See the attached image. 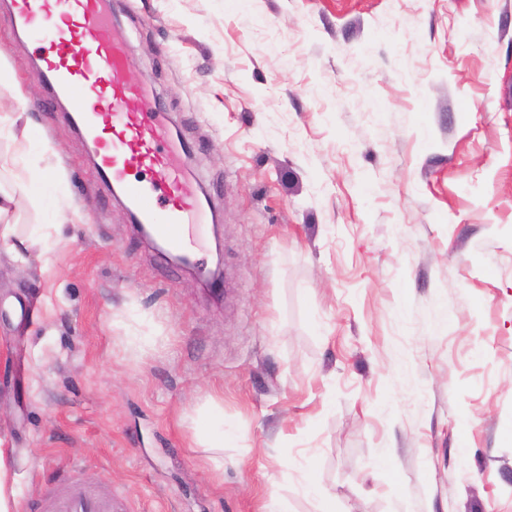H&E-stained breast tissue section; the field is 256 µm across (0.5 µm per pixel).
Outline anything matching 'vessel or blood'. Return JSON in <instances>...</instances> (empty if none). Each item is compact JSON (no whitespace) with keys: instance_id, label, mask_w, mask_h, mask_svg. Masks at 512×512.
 Segmentation results:
<instances>
[{"instance_id":"b4317fda","label":"vessel or blood","mask_w":512,"mask_h":512,"mask_svg":"<svg viewBox=\"0 0 512 512\" xmlns=\"http://www.w3.org/2000/svg\"><path fill=\"white\" fill-rule=\"evenodd\" d=\"M12 14L39 46L40 78L64 97L73 121L93 142L99 178L119 188L138 223L175 251L194 253L189 233L201 206L171 151V130L129 75L113 34L107 0H10ZM47 512H118L113 499L71 481L49 496Z\"/></svg>"}]
</instances>
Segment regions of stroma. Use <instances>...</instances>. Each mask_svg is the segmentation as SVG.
I'll list each match as a JSON object with an SVG mask.
<instances>
[{
	"instance_id": "stroma-1",
	"label": "stroma",
	"mask_w": 512,
	"mask_h": 512,
	"mask_svg": "<svg viewBox=\"0 0 512 512\" xmlns=\"http://www.w3.org/2000/svg\"><path fill=\"white\" fill-rule=\"evenodd\" d=\"M110 4L206 244L139 238L0 0V156L49 185L0 173L12 512H512V0ZM121 504L84 488L75 481L59 487L46 502L48 512H122Z\"/></svg>"
}]
</instances>
